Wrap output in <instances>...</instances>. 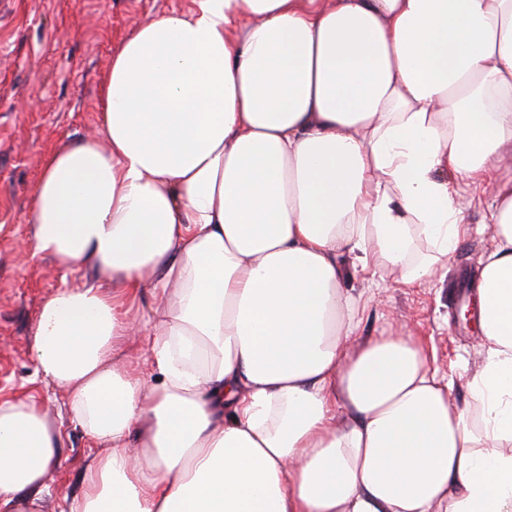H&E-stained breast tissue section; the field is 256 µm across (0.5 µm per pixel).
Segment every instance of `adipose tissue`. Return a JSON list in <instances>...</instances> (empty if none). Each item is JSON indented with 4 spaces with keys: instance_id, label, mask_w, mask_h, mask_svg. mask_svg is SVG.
<instances>
[{
    "instance_id": "ef3b65f1",
    "label": "adipose tissue",
    "mask_w": 512,
    "mask_h": 512,
    "mask_svg": "<svg viewBox=\"0 0 512 512\" xmlns=\"http://www.w3.org/2000/svg\"><path fill=\"white\" fill-rule=\"evenodd\" d=\"M112 55L101 138L50 154L35 248L136 299L60 288L35 376L93 451L65 512H512V0H195ZM493 187L485 351L457 406L423 342L351 345L350 273L441 276L454 184ZM142 337L149 373L115 368ZM62 445L0 399V512Z\"/></svg>"
}]
</instances>
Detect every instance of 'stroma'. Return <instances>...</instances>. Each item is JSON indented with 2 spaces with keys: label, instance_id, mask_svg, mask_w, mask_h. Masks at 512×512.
Returning <instances> with one entry per match:
<instances>
[{
  "label": "stroma",
  "instance_id": "obj_1",
  "mask_svg": "<svg viewBox=\"0 0 512 512\" xmlns=\"http://www.w3.org/2000/svg\"><path fill=\"white\" fill-rule=\"evenodd\" d=\"M193 7V0H0V397L36 396L62 425L45 512H62L65 497L81 492L90 444L67 415L66 394L35 381L30 328L44 297L100 279L93 266L70 268L36 252L27 222L33 192L51 153L98 133L101 87L123 40L143 21ZM457 190L470 232L444 278L411 288L388 271L356 280L365 308L354 339L422 338L431 370L453 379L451 397L462 406L483 360L477 320L463 313L493 248L485 228L493 194L463 180Z\"/></svg>",
  "mask_w": 512,
  "mask_h": 512
}]
</instances>
